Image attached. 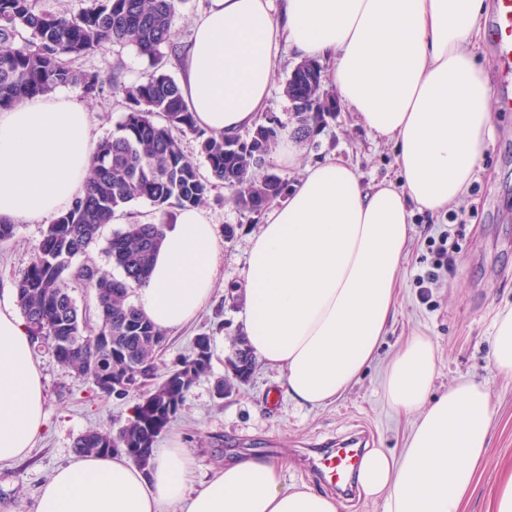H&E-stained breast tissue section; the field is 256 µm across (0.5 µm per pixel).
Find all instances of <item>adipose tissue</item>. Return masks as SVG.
Listing matches in <instances>:
<instances>
[{
	"label": "adipose tissue",
	"instance_id": "obj_1",
	"mask_svg": "<svg viewBox=\"0 0 512 512\" xmlns=\"http://www.w3.org/2000/svg\"><path fill=\"white\" fill-rule=\"evenodd\" d=\"M485 0H209L196 19L180 87L198 125L233 135L263 111L283 51L332 59L325 76L372 134L394 140L397 182L364 187L328 157L267 209L243 270L249 346L282 373L288 397H342L393 318L413 210L460 200L493 135L492 94L477 53ZM88 108L48 93L0 109V218L36 222L66 210L90 174ZM218 240L199 207L178 210L136 303L163 330L208 306ZM489 367L512 375V303L494 313ZM33 342L0 292V463L24 458L44 429ZM433 343L410 337L385 369L383 397L414 415L403 448L365 453L358 485L382 512H459L490 443L491 393L468 378L432 396ZM284 460L254 454L195 480L180 440L149 469L123 455L80 456L40 489L38 512H339L335 497L288 484Z\"/></svg>",
	"mask_w": 512,
	"mask_h": 512
}]
</instances>
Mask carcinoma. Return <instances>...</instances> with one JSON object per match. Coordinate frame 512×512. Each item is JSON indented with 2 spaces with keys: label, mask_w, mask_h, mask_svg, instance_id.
Segmentation results:
<instances>
[{
  "label": "carcinoma",
  "mask_w": 512,
  "mask_h": 512,
  "mask_svg": "<svg viewBox=\"0 0 512 512\" xmlns=\"http://www.w3.org/2000/svg\"><path fill=\"white\" fill-rule=\"evenodd\" d=\"M185 0H97L78 17L37 9V0H0V108L60 86H78L87 97L105 92L96 72L73 67L95 48L113 44L145 57L152 71L145 80L127 83L113 72L112 95L122 96L124 112L112 135L98 142L84 192L53 218L34 250L29 266L13 288L28 333L61 365L118 400L132 398L131 416L117 433L89 430L74 442L78 454L108 456L118 449L143 469L150 466L157 438L181 410L196 381L210 368V337L195 340L190 354L155 382L165 332L137 306L130 293L146 282L161 248L163 227L174 211L200 206L219 185L232 191L244 211L261 213L283 198L288 182L265 157L288 136L271 113L241 135L216 134L199 127L184 102L179 83L165 58L179 55L172 21ZM321 66L315 60L296 65L284 93L293 102V135L312 138L335 116L336 103L320 95ZM192 137L205 159L204 177L182 148ZM146 199L162 217L159 224L134 221L113 233L108 253L121 269L116 278L94 264L74 265L112 223L118 211ZM73 282L95 302L97 327L87 330V315L68 292ZM231 376L214 386L217 398L234 383L247 381L254 359L246 341L227 358Z\"/></svg>",
  "instance_id": "obj_1"
}]
</instances>
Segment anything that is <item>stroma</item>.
Here are the masks:
<instances>
[{
	"mask_svg": "<svg viewBox=\"0 0 512 512\" xmlns=\"http://www.w3.org/2000/svg\"><path fill=\"white\" fill-rule=\"evenodd\" d=\"M76 66L105 79L118 68L130 83L143 80L151 70L148 59L112 44L81 57ZM65 92L84 100L94 140L112 133L123 112L116 98L107 94L88 99L76 86L66 87ZM493 126L481 169L466 195L440 215L413 212L396 317L372 365L345 395L322 407L284 397L279 372L260 360L250 381L224 399L215 398L213 385L226 377L225 360L234 339L244 331L239 320L247 300L243 270L261 221L237 207L228 189L212 191L204 208L218 233L219 275L213 302L194 322L167 332L166 348L157 361L159 377H166L173 362L191 351L195 338L206 334L212 340L211 367L191 387L177 418L158 437V446L179 439L195 457L201 481L224 463L257 453L286 459L288 483L319 487V479L300 463L306 449L331 447L337 439L362 430L370 434L372 447H402L413 418L386 404L382 382L388 362L406 339L421 335L435 347L434 395L446 392L462 376L486 382L490 388L494 409L490 446L461 512H493L502 472L512 464V376L488 367L493 313L512 302V112L494 111ZM298 148L297 164L279 170L292 184L302 178L306 166L331 155L354 166L364 184L397 179L394 142L370 134L357 112L341 102L323 131ZM459 210L470 218L459 231L456 264L453 271H441L430 304H422L414 279L429 265L425 242L447 233L449 214ZM229 225L234 228L230 237L225 234ZM45 228L42 221L21 223L13 239L0 242V289L11 287L27 268ZM34 356L44 385L45 429L25 460L0 463V503L16 512H38L41 485L73 456L75 440L91 429H118L133 406L132 401L98 393L91 382L57 363L47 350H37Z\"/></svg>",
	"mask_w": 512,
	"mask_h": 512,
	"instance_id": "35a3bbf8",
	"label": "stroma"
}]
</instances>
